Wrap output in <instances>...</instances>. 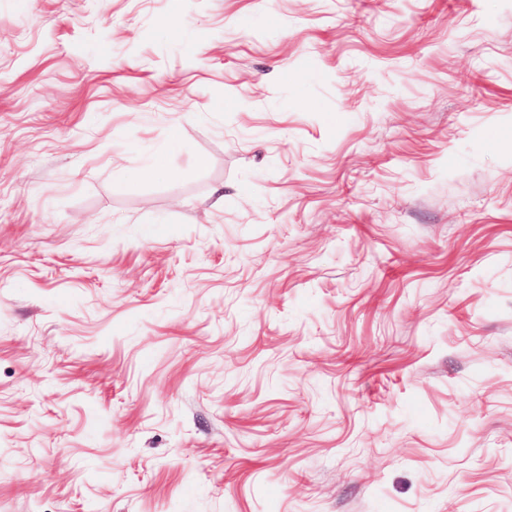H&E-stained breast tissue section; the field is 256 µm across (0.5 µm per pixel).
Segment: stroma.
Segmentation results:
<instances>
[{
	"label": "stroma",
	"mask_w": 512,
	"mask_h": 512,
	"mask_svg": "<svg viewBox=\"0 0 512 512\" xmlns=\"http://www.w3.org/2000/svg\"><path fill=\"white\" fill-rule=\"evenodd\" d=\"M0 512H512V0H0Z\"/></svg>",
	"instance_id": "stroma-1"
}]
</instances>
